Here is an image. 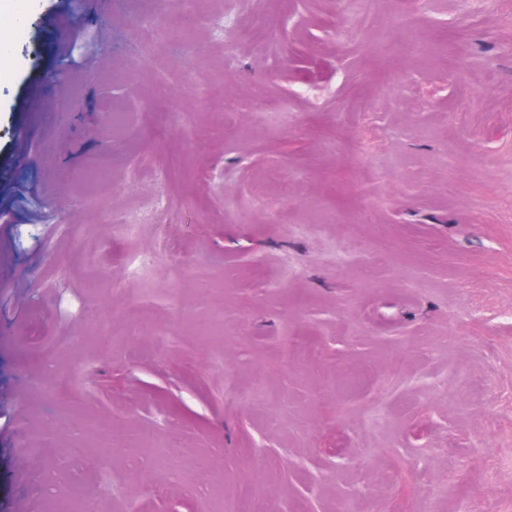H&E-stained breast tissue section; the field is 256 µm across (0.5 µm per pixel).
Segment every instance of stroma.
<instances>
[{
	"label": "stroma",
	"instance_id": "1",
	"mask_svg": "<svg viewBox=\"0 0 512 512\" xmlns=\"http://www.w3.org/2000/svg\"><path fill=\"white\" fill-rule=\"evenodd\" d=\"M0 213V512H512V0H0Z\"/></svg>",
	"mask_w": 512,
	"mask_h": 512
}]
</instances>
